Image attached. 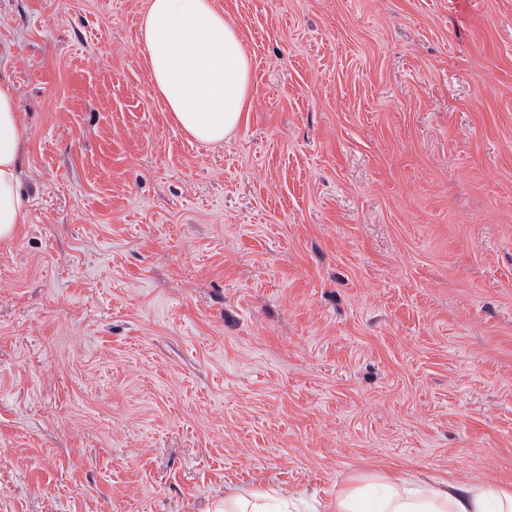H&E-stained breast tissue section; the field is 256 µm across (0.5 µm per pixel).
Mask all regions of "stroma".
Segmentation results:
<instances>
[{"instance_id":"obj_1","label":"stroma","mask_w":512,"mask_h":512,"mask_svg":"<svg viewBox=\"0 0 512 512\" xmlns=\"http://www.w3.org/2000/svg\"><path fill=\"white\" fill-rule=\"evenodd\" d=\"M146 2L0 0V512L512 485V0H215L252 77L211 146ZM24 134L12 86L0 81V240H10L24 224L26 189L20 160Z\"/></svg>"}]
</instances>
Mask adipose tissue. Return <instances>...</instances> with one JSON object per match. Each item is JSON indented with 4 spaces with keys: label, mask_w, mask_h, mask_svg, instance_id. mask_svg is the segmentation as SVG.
<instances>
[{
    "label": "adipose tissue",
    "mask_w": 512,
    "mask_h": 512,
    "mask_svg": "<svg viewBox=\"0 0 512 512\" xmlns=\"http://www.w3.org/2000/svg\"><path fill=\"white\" fill-rule=\"evenodd\" d=\"M148 81L172 120L203 145L223 141L249 106L251 62L237 27L213 0H148L140 29ZM24 134L13 88L0 81V240L25 219L20 160ZM336 512H512V487L393 482L364 500L343 490Z\"/></svg>",
    "instance_id": "1"
}]
</instances>
